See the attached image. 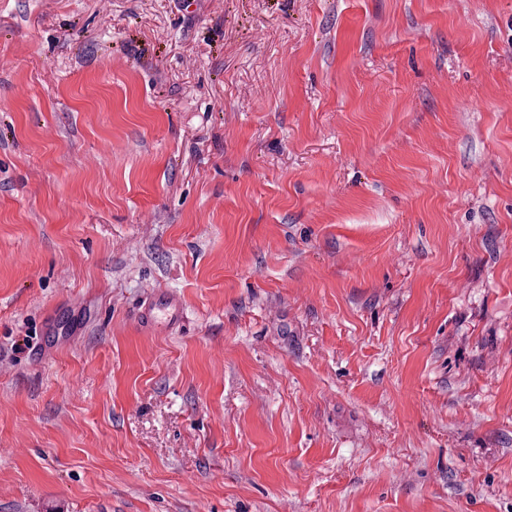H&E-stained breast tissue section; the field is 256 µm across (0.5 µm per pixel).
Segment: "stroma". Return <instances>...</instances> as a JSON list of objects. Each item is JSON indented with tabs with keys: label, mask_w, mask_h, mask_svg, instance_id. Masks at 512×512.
Segmentation results:
<instances>
[{
	"label": "stroma",
	"mask_w": 512,
	"mask_h": 512,
	"mask_svg": "<svg viewBox=\"0 0 512 512\" xmlns=\"http://www.w3.org/2000/svg\"><path fill=\"white\" fill-rule=\"evenodd\" d=\"M0 512H512V0H0Z\"/></svg>",
	"instance_id": "1"
}]
</instances>
